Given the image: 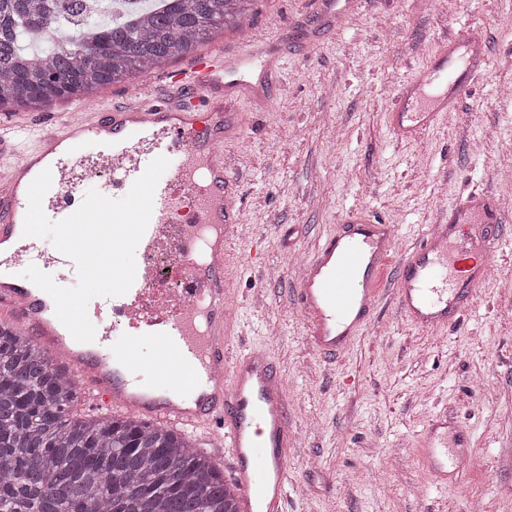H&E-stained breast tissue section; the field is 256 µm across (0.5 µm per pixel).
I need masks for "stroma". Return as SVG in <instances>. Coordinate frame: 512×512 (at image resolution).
<instances>
[{"label":"stroma","instance_id":"1","mask_svg":"<svg viewBox=\"0 0 512 512\" xmlns=\"http://www.w3.org/2000/svg\"><path fill=\"white\" fill-rule=\"evenodd\" d=\"M305 0H256L246 36L287 31L271 105L243 104L231 153L243 222L224 247L233 297L230 353L261 347L286 376L295 440L287 512H512V241L459 325L423 332L384 300L363 336L330 359L309 343L291 288L347 210L371 208L405 249L469 192L512 215V0H360L315 45L296 25ZM478 31L488 60L457 111L417 142H397L385 113L438 40ZM448 411L475 464L430 487L416 455L428 417Z\"/></svg>","mask_w":512,"mask_h":512}]
</instances>
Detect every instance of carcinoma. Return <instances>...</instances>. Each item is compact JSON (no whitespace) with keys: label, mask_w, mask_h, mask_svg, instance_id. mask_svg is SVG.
I'll list each match as a JSON object with an SVG mask.
<instances>
[{"label":"carcinoma","mask_w":512,"mask_h":512,"mask_svg":"<svg viewBox=\"0 0 512 512\" xmlns=\"http://www.w3.org/2000/svg\"><path fill=\"white\" fill-rule=\"evenodd\" d=\"M0 0V111L91 100L241 25L255 0ZM48 31L66 35L57 43ZM55 355L0 323V512H242L179 431L136 416L77 418Z\"/></svg>","instance_id":"cac0c4a2"}]
</instances>
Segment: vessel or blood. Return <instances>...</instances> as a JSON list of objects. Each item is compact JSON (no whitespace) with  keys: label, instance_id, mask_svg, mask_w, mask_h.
<instances>
[{"label":"vessel or blood","instance_id":"obj_1","mask_svg":"<svg viewBox=\"0 0 512 512\" xmlns=\"http://www.w3.org/2000/svg\"><path fill=\"white\" fill-rule=\"evenodd\" d=\"M309 2L311 17L328 30L332 17L353 12L356 0ZM282 55L280 40L259 38L233 52L196 56L173 70L162 89L137 101L98 103L81 126L68 113L0 124V239L18 241L0 252V319L34 346L63 355L70 379L96 407L201 429L231 449L245 512H285L293 432L286 382L269 354L228 352L226 269L212 245L217 237H234L239 226L240 180L229 172L226 149L242 132L240 105L275 98ZM485 64L479 35L462 30L444 39L394 94L387 112L391 135L412 142L435 127L483 77ZM158 157L169 164L135 251L134 282L122 296L92 299L87 314L95 338L71 344L55 312L14 272L27 262L60 286L77 280L69 257L24 237L28 188L50 171L43 210L58 221L78 209L88 187L125 196ZM186 202L192 223H173ZM506 221L493 195H470L399 252L395 225L379 223L365 208L351 209L317 244L296 282L311 345L328 357L350 347L388 294L421 330L456 324L473 290L486 283ZM162 257L168 260L163 273L157 267ZM116 332L126 348L113 343ZM142 340L152 345L157 366L149 384L140 379L141 361L128 354ZM419 445L424 472L440 486L455 482L472 457L468 434L454 431L444 414L425 422Z\"/></svg>","mask_w":512,"mask_h":512}]
</instances>
